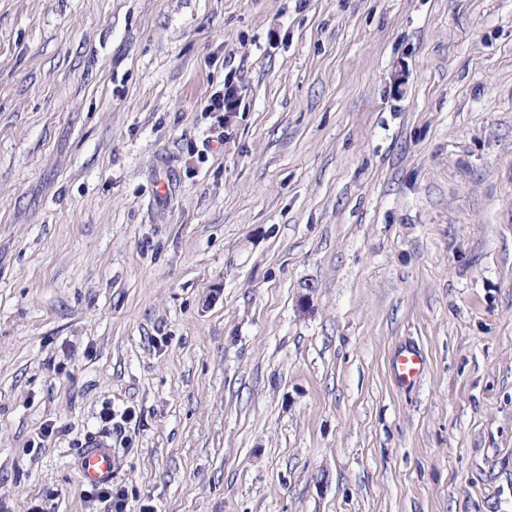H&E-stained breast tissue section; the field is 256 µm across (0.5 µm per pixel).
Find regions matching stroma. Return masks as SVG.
Masks as SVG:
<instances>
[{
  "label": "stroma",
  "mask_w": 512,
  "mask_h": 512,
  "mask_svg": "<svg viewBox=\"0 0 512 512\" xmlns=\"http://www.w3.org/2000/svg\"><path fill=\"white\" fill-rule=\"evenodd\" d=\"M0 512H512V0H0ZM395 370L402 383H413L422 371V358L414 351H404L395 363ZM112 448L105 443L92 442L81 454L79 476L90 486L100 484L112 476Z\"/></svg>",
  "instance_id": "obj_1"
}]
</instances>
